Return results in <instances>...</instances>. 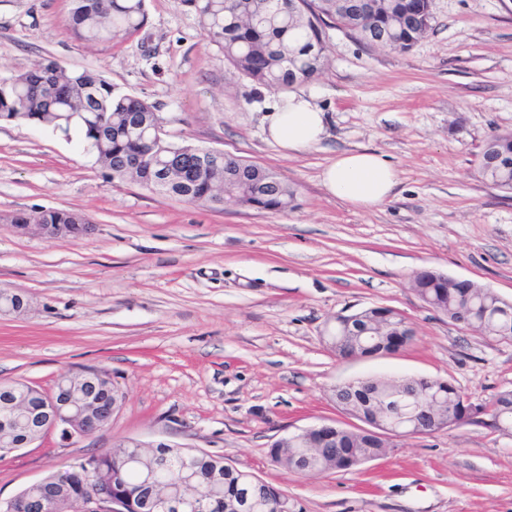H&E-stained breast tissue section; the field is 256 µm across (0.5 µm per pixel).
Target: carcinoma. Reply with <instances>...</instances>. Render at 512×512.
<instances>
[{"mask_svg": "<svg viewBox=\"0 0 512 512\" xmlns=\"http://www.w3.org/2000/svg\"><path fill=\"white\" fill-rule=\"evenodd\" d=\"M71 25L75 34L88 43L109 41L119 35L139 32L147 20L146 0H71ZM292 0H179L193 12L207 40L224 52V57L240 75L265 88L285 89L316 79L327 64L326 30L339 28L362 44L367 19L386 30L391 40L379 48L406 52L428 31L401 12L425 0H370L371 17L360 12L336 11V0H303L305 9L288 12ZM0 120L30 122L67 133L77 131L95 152L96 161L117 182L136 181L146 188L190 203L212 208L250 207L268 211L287 208L295 191L275 173L244 159L201 162L200 148L171 143L157 136L155 106L117 90L101 75L89 70H71L55 61L32 70L0 77ZM495 154L510 169L479 161L480 179L502 191L512 192V131L491 135L481 155ZM166 172L163 182L154 180L158 170ZM13 224H71L73 230L88 223L76 212L40 209L11 217ZM419 295L454 322L460 309L469 313L474 327L484 336L512 338V315L491 308L494 298L473 283L456 284L445 275L422 270L414 274ZM367 323L381 336H394L397 322L372 313ZM98 391L89 396L86 384L70 372L56 381L69 386L75 404L91 401L97 412V425L106 427L112 415V381L99 371ZM9 397L26 399L34 409L44 406L42 390L25 383L11 384ZM430 415L437 423L457 416L462 405L461 391L448 379L434 378L430 387ZM483 407L492 417L493 427L512 431V391H503ZM26 438L25 425L16 424L11 432L0 434V457L18 450L16 443ZM366 437L351 435L346 447L322 448L316 463L322 472L348 471L360 466L359 460L383 454L384 447L369 448ZM293 446L269 450L271 461L295 471ZM138 457V463L125 466L124 456ZM162 464L157 479L172 478L169 492L195 491L209 499L216 492L222 499L210 505V512H224V501L245 495L266 503L265 512H275L283 491L269 483L250 490L241 481L239 470L225 466L224 457L206 451L168 445L156 451L148 448H118L90 455L63 471L52 472L38 487L29 486L15 497L8 508L0 502V512H69L73 496L89 493L93 484H107L122 505V512H164L157 505L156 491L142 485L143 470Z\"/></svg>", "mask_w": 512, "mask_h": 512, "instance_id": "cac0c4a2", "label": "carcinoma"}]
</instances>
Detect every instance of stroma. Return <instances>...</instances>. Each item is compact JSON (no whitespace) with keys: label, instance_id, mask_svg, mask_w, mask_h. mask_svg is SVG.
<instances>
[{"label":"stroma","instance_id":"stroma-1","mask_svg":"<svg viewBox=\"0 0 512 512\" xmlns=\"http://www.w3.org/2000/svg\"><path fill=\"white\" fill-rule=\"evenodd\" d=\"M70 10L0 0V76L47 60L97 72L155 105L170 141L268 168L296 198L282 211L187 203L109 180L78 134L0 122V287L28 301L0 315V382L49 391L97 368L124 395L109 426L1 457L0 501L133 439L222 456L302 512H512V432L486 416L349 471L294 474L269 457L323 422L363 429L337 408L340 383L444 378L474 403L512 390V339L449 321L412 282L430 268L512 301V193L477 175L485 140L512 131V0H432L431 29L403 53L328 29L325 69L298 86L327 134L292 156L263 131L278 91L235 73L177 0H146L140 32L97 44L75 35ZM365 148L399 173L395 196L368 211L320 183L338 152ZM39 208L80 213L92 230L18 235L9 216ZM376 305L411 323V343L336 357L326 327Z\"/></svg>","mask_w":512,"mask_h":512}]
</instances>
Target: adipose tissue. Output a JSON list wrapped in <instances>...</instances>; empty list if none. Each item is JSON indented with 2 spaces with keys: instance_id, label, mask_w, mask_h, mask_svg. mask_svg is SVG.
<instances>
[{
  "instance_id": "1",
  "label": "adipose tissue",
  "mask_w": 512,
  "mask_h": 512,
  "mask_svg": "<svg viewBox=\"0 0 512 512\" xmlns=\"http://www.w3.org/2000/svg\"><path fill=\"white\" fill-rule=\"evenodd\" d=\"M326 112L311 96L291 92L281 97L264 116V132L285 154L294 155L317 144L327 131ZM327 195L369 210L386 203L393 195L397 169L377 151H344L331 159L321 172Z\"/></svg>"
}]
</instances>
